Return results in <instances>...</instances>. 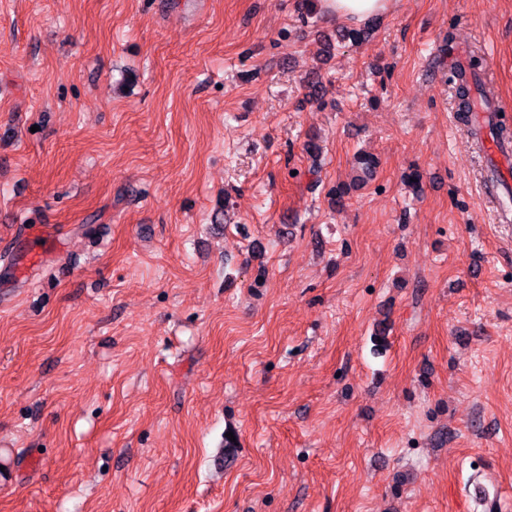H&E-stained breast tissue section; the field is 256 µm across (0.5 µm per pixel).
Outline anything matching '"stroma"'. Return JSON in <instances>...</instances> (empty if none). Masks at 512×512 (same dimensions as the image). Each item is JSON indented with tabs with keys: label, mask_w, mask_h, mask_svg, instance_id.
<instances>
[{
	"label": "stroma",
	"mask_w": 512,
	"mask_h": 512,
	"mask_svg": "<svg viewBox=\"0 0 512 512\" xmlns=\"http://www.w3.org/2000/svg\"><path fill=\"white\" fill-rule=\"evenodd\" d=\"M351 26L0 0V512H512V0ZM486 66V60L482 56H473L470 58L466 67H460L455 72L454 81L456 85V96L460 101V111L462 118H467L470 100L473 97V90L479 94L480 98L490 96V91L480 82V73ZM466 72L470 75V81L465 77ZM493 108V102L475 105L471 114L472 130L485 155L499 157L503 161H508L512 157V145L493 136L488 135L485 137L484 135L488 122L486 113L493 112Z\"/></svg>",
	"instance_id": "1"
}]
</instances>
